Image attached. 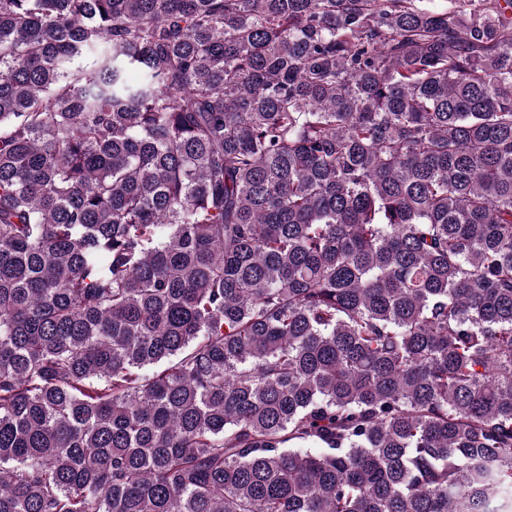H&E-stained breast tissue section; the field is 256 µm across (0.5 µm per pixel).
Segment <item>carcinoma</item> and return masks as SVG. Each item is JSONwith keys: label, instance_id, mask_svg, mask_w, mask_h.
Here are the masks:
<instances>
[{"label": "carcinoma", "instance_id": "cac0c4a2", "mask_svg": "<svg viewBox=\"0 0 512 512\" xmlns=\"http://www.w3.org/2000/svg\"><path fill=\"white\" fill-rule=\"evenodd\" d=\"M0 512H512V0H0Z\"/></svg>", "mask_w": 512, "mask_h": 512}]
</instances>
